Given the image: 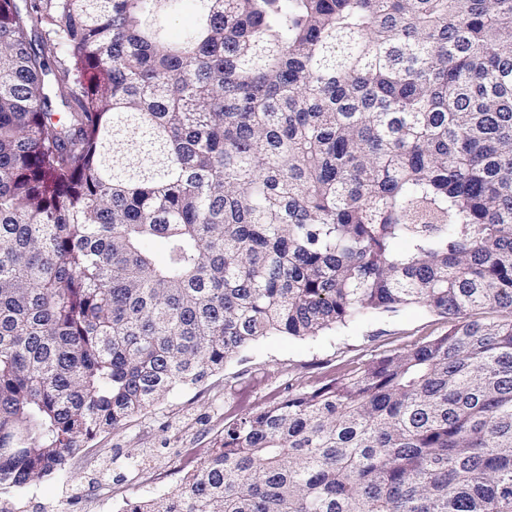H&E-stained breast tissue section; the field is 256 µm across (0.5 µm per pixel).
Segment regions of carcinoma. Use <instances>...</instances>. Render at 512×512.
Wrapping results in <instances>:
<instances>
[{
  "label": "carcinoma",
  "mask_w": 512,
  "mask_h": 512,
  "mask_svg": "<svg viewBox=\"0 0 512 512\" xmlns=\"http://www.w3.org/2000/svg\"><path fill=\"white\" fill-rule=\"evenodd\" d=\"M413 304L448 330L131 512H512V0H0V495Z\"/></svg>",
  "instance_id": "1"
}]
</instances>
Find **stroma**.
Instances as JSON below:
<instances>
[{"instance_id":"obj_1","label":"stroma","mask_w":512,"mask_h":512,"mask_svg":"<svg viewBox=\"0 0 512 512\" xmlns=\"http://www.w3.org/2000/svg\"><path fill=\"white\" fill-rule=\"evenodd\" d=\"M447 318L420 305L370 312L315 336H262L223 371L170 393L97 435L56 478L15 488L17 512H122L126 501L177 489L225 426L291 391H309L367 362L441 335Z\"/></svg>"}]
</instances>
